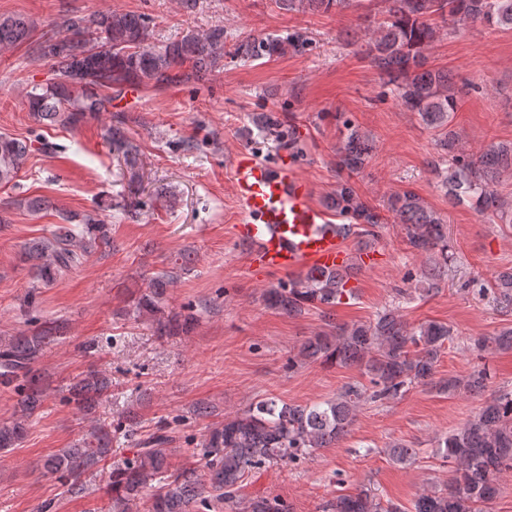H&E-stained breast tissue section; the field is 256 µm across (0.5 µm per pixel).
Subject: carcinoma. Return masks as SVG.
<instances>
[{"label":"carcinoma","instance_id":"1","mask_svg":"<svg viewBox=\"0 0 512 512\" xmlns=\"http://www.w3.org/2000/svg\"><path fill=\"white\" fill-rule=\"evenodd\" d=\"M288 12L336 11L361 6V0H278ZM386 21L362 38L363 54L401 104L419 117L434 136L438 158L430 161L436 187L453 205L470 203L478 212L512 223V199L496 191L504 177H512V142H499L477 153L466 148L454 127V115L464 94L451 73L430 64V50L441 31L448 27L480 24L512 29V0H384ZM63 33L45 34L34 47L36 57L47 64L53 78L27 93L29 109L39 121L72 128L95 112L112 111V102L122 98L130 85L155 90L172 85L199 82L214 71L224 58V29L189 31L181 38L156 49L149 45L150 30L145 17L112 10L72 15L62 22ZM31 23L23 17L0 19V49L27 41ZM307 39L299 31L243 40L234 47L244 59L281 55L298 50ZM265 139L283 146L297 156L301 153L296 128L281 112L261 113ZM342 142L336 149V170L341 178L327 206L347 220L346 234L358 226L361 246L379 237L386 211L402 225L406 244L425 258L414 288L425 293L439 287L454 256L448 243V225L440 212L417 192L406 189L387 197L379 208L365 200L350 177L362 173L371 159L374 144L343 112L336 114ZM112 154L138 177L139 146L130 135L126 121L118 118L107 130ZM29 147L8 135H0V184L11 182L23 168ZM66 223L46 237L28 243L21 260L36 269L44 286L53 284L64 272L80 265L101 245L110 242L108 227L87 214L86 236L79 237ZM171 275L159 274L148 288L130 293L133 312L151 319L159 336L187 334L195 316L166 310L167 286ZM462 289L478 296L490 291L497 303L512 306V267L485 282L472 278ZM357 292L347 287L343 272L305 273L265 293L269 307L288 315L300 314L305 306L322 308L325 317ZM302 343L296 360L317 361L355 367L368 383H348L336 396L321 402L280 403L272 397L251 404L241 414L224 419L202 440V467L208 483L202 484L195 470L172 473L169 447L172 436L164 430L138 441L137 451L112 464L110 512H135L147 503V512H198L208 497L224 500L234 512H288L278 498L235 500L244 477L270 463L295 464L318 448H329L355 424L361 407L388 403L401 398L414 386H430L440 393L478 394L491 379L488 365L481 363L458 377L435 379L436 366L454 330L446 323L428 320L409 324L398 308L379 312L366 323H327ZM64 326L50 323L27 334L0 339V382L13 386L17 406L10 421L0 423V452H7L23 440L28 419L41 408L49 384L36 367L44 348L56 341ZM479 352L512 351V328L492 336L473 339ZM112 381L91 369L67 386L66 400L88 420L99 401L107 395ZM111 452V433L91 425L89 437L71 448H62L42 463L45 474L54 477L71 495L84 492L86 474L99 468ZM437 455L452 464L444 490H425L408 510L383 500L362 486L350 494H338L329 501L327 512H482L497 494L496 476L512 470V390L494 394L479 411L459 427L436 440ZM389 459L411 466L419 449L397 443L387 449Z\"/></svg>","mask_w":512,"mask_h":512}]
</instances>
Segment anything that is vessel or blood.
Segmentation results:
<instances>
[{
	"instance_id": "b4317fda",
	"label": "vessel or blood",
	"mask_w": 512,
	"mask_h": 512,
	"mask_svg": "<svg viewBox=\"0 0 512 512\" xmlns=\"http://www.w3.org/2000/svg\"><path fill=\"white\" fill-rule=\"evenodd\" d=\"M232 179L240 213L236 236L250 245L252 264L284 273L299 268L334 272L354 260L364 266L380 261L375 249L351 258L340 229L313 202L312 186L292 155L280 154L268 164L238 153Z\"/></svg>"
}]
</instances>
